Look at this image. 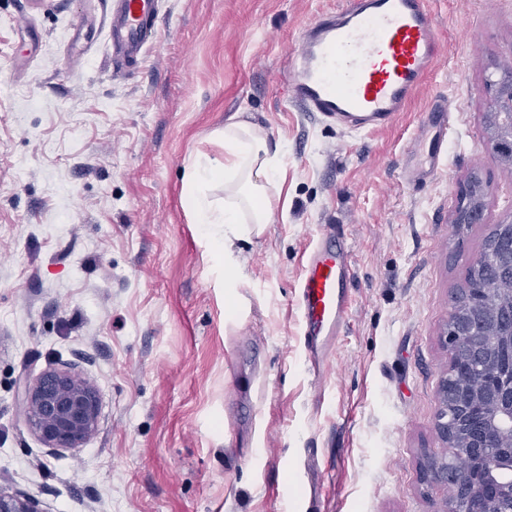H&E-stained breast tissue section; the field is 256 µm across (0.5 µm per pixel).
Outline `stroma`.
Returning <instances> with one entry per match:
<instances>
[{
  "instance_id": "35a3bbf8",
  "label": "stroma",
  "mask_w": 512,
  "mask_h": 512,
  "mask_svg": "<svg viewBox=\"0 0 512 512\" xmlns=\"http://www.w3.org/2000/svg\"><path fill=\"white\" fill-rule=\"evenodd\" d=\"M342 0H160L157 39L116 66L109 0H0V489L44 512H440L436 390L453 297L512 221V171L484 115L512 62V0H433L448 58L378 134L298 110L281 55ZM450 97L447 169L402 166ZM283 149L273 224L224 265L186 205L187 166L223 161L234 114ZM482 180L483 221L457 224ZM351 246L346 326L325 374L304 362L296 289L323 230ZM71 369L100 398L79 448H47L19 382Z\"/></svg>"
}]
</instances>
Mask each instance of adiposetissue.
<instances>
[{"mask_svg": "<svg viewBox=\"0 0 512 512\" xmlns=\"http://www.w3.org/2000/svg\"><path fill=\"white\" fill-rule=\"evenodd\" d=\"M278 145L270 143L258 125L230 117L224 125V160L193 163L184 181V195L211 241L222 254L224 267L235 270L239 261L229 248L232 239L262 234L273 223V201L279 186ZM223 184L224 207L214 208L204 185Z\"/></svg>", "mask_w": 512, "mask_h": 512, "instance_id": "1", "label": "adipose tissue"}]
</instances>
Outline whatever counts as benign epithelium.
I'll return each instance as SVG.
<instances>
[{
    "label": "benign epithelium",
    "instance_id": "benign-epithelium-1",
    "mask_svg": "<svg viewBox=\"0 0 512 512\" xmlns=\"http://www.w3.org/2000/svg\"><path fill=\"white\" fill-rule=\"evenodd\" d=\"M507 99L501 107L503 118L498 124L500 142L512 147V86L502 90ZM475 297L464 310L452 309L445 342L449 351L446 375L437 389L435 432L443 444L439 456L428 457L422 466L427 481L448 483V464L463 448L491 447L490 462L480 473L485 494L469 512H503L512 505V481H500L503 470L512 471V393L505 401L485 404L488 394L495 392L496 371L484 368L480 389H470L464 381L474 359L461 348L464 322L461 317L484 323L492 350H504L512 358V322L499 324L495 313L512 311V293L501 294L491 288L473 289ZM29 428L48 448H78L95 432L100 412L96 388L88 381L66 370H47L21 389ZM0 512H43L40 502L25 493L6 492L0 488Z\"/></svg>",
    "mask_w": 512,
    "mask_h": 512
}]
</instances>
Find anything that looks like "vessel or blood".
Returning a JSON list of instances; mask_svg holds the SVG:
<instances>
[{
  "label": "vessel or blood",
  "mask_w": 512,
  "mask_h": 512,
  "mask_svg": "<svg viewBox=\"0 0 512 512\" xmlns=\"http://www.w3.org/2000/svg\"><path fill=\"white\" fill-rule=\"evenodd\" d=\"M158 4L113 0V61L143 56L158 31ZM444 52L430 0H344L304 26L280 70L304 111L355 133H374L397 122ZM449 130L448 99L434 97L407 152L409 184L422 186L445 172ZM349 257L344 235L321 233L298 283L304 355L322 371L333 363L349 314Z\"/></svg>",
  "instance_id": "b4317fda"
}]
</instances>
